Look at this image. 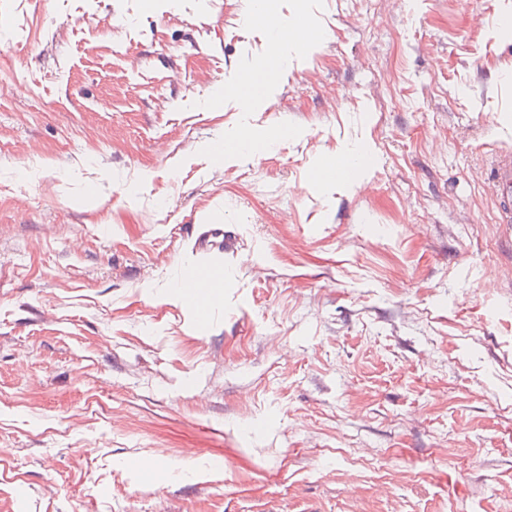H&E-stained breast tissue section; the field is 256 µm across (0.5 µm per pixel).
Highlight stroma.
<instances>
[{"label": "stroma", "instance_id": "1", "mask_svg": "<svg viewBox=\"0 0 512 512\" xmlns=\"http://www.w3.org/2000/svg\"><path fill=\"white\" fill-rule=\"evenodd\" d=\"M247 2L0 0V512H512V0ZM489 180H492L493 186L501 191L499 199L501 218L503 222L510 224L512 222V157L510 155H504L495 162Z\"/></svg>", "mask_w": 512, "mask_h": 512}]
</instances>
